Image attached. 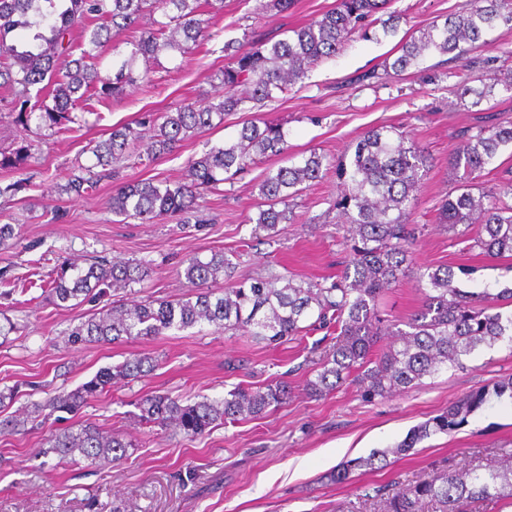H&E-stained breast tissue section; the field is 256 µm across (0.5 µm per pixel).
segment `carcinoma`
Masks as SVG:
<instances>
[{
  "label": "carcinoma",
  "mask_w": 512,
  "mask_h": 512,
  "mask_svg": "<svg viewBox=\"0 0 512 512\" xmlns=\"http://www.w3.org/2000/svg\"><path fill=\"white\" fill-rule=\"evenodd\" d=\"M389 0H336V7L290 30L278 40L224 42L227 63L220 71L224 95L218 102L203 99L168 112H145L137 127L112 128L108 137L88 147L92 164L74 167L65 190L80 196L96 189L99 181L115 182L109 207L123 222L152 223L172 214L184 223L202 222L200 213L207 193L270 156L288 154V129L271 121H248L233 139L213 146L200 158L189 161L187 177L179 181L126 179L116 163L132 155L148 167L156 157L175 152L189 137L214 127L230 112H247L288 96L317 63L330 59L357 33L367 34L378 22L383 35L397 30L400 17L386 14ZM200 0H0V88L11 91L6 111L25 131L66 132L81 121L85 102L94 96L104 102L126 87L143 82L155 85L152 73L163 55L181 57L211 36L201 19ZM149 19L150 29L112 63V77L101 74L98 49L120 32ZM101 24L91 28L89 20ZM498 25L512 27V0H470V7L434 20L411 35L399 55L382 71L365 74L368 79L399 80L408 69L433 54L448 61L464 58L477 48L486 31ZM80 29L82 52L73 53V33ZM464 78L459 96L472 94L473 105L493 95L497 86L512 92V69L492 83H484L473 63L462 65ZM482 83V88L469 86ZM512 143V121L478 128L463 137L448 160L453 170H463L472 181L485 171L501 147ZM30 155L21 145L0 152V168L13 169L21 178L4 192L15 193L28 178L24 173ZM429 157L414 139L395 126L366 131L350 158L330 159L311 151L291 164L268 170L259 184L264 207L259 209L254 233L271 237L289 220L278 205L300 195L304 185L323 178L334 169L339 191L334 207L345 219L341 225L349 248V260L335 279L296 280L284 276L240 278L236 264L226 255L185 259V278L195 292L176 300L150 299L128 304L116 300L85 317L68 332L76 347L90 342L116 343L163 335L169 330L208 326L226 336L244 334L276 345L295 340L309 331H322L313 350V377L306 380L308 395L326 396L346 383L359 387L365 399L386 398L411 389L426 377L458 368L476 350L507 343L512 351V288L493 294L468 291L455 284L450 266L417 268L424 302L403 324L387 319L381 301L414 265L412 246L423 227L413 223ZM438 223L469 249H479L494 259L512 255V180L474 195L465 184L456 196H447L438 212ZM482 233L468 236L472 225ZM45 292L57 306L75 301L99 302L108 294H121L150 275L139 261L109 262L95 258L82 266L63 261L51 271ZM224 279L217 294L207 284ZM390 337L378 348L381 337ZM158 360L133 353L114 367L101 368L92 378L70 391L59 392L32 403L30 420H0V431L16 430L32 422L50 424L42 454L60 463H83L102 469L131 456L132 443L121 435L92 424L58 428L55 423L76 415L89 400L106 388L128 385L155 370ZM512 399V378L490 390L459 397L441 414L412 429L395 447L366 458L345 462L330 473L336 484L354 481L357 470L381 471L390 465L388 456L407 455L422 440L448 435L468 422V417L491 397ZM288 398L284 381L263 386H235L222 398L204 397L185 403L178 397L156 392L136 400L135 418L142 426L173 429L187 438L200 436L219 423L258 418ZM487 500L512 503V449L502 448L497 463L469 468L446 467L416 480L391 496L375 490L376 512H471Z\"/></svg>",
  "instance_id": "1"
}]
</instances>
